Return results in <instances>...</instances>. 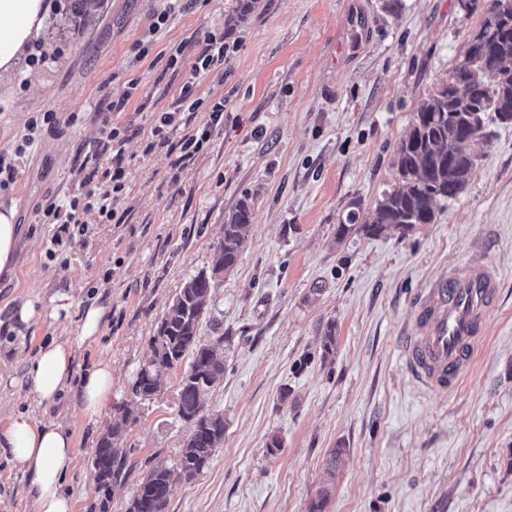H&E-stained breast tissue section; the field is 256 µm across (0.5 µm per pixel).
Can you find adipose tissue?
<instances>
[{"label": "adipose tissue", "instance_id": "obj_1", "mask_svg": "<svg viewBox=\"0 0 512 512\" xmlns=\"http://www.w3.org/2000/svg\"><path fill=\"white\" fill-rule=\"evenodd\" d=\"M51 10L52 0H0V78H11L19 71L34 41L42 36ZM20 233L15 206L0 203L2 280H12L16 274ZM105 314V306L89 304L79 319L76 339L47 343L30 366L11 378V386L24 390L40 407L58 403L65 394H76L83 416L98 421L112 400V362L101 358L86 368L77 351L98 339ZM0 451L26 479L33 512H74V500L62 483L77 454L66 425L36 420L27 410L13 413L0 425Z\"/></svg>", "mask_w": 512, "mask_h": 512}]
</instances>
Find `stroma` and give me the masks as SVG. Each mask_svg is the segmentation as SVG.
Returning <instances> with one entry per match:
<instances>
[{"label":"stroma","mask_w":512,"mask_h":512,"mask_svg":"<svg viewBox=\"0 0 512 512\" xmlns=\"http://www.w3.org/2000/svg\"><path fill=\"white\" fill-rule=\"evenodd\" d=\"M59 2L32 79L0 83V155L17 169L0 202L15 204L23 226L0 311L27 299L42 305L66 285L74 304L1 344L0 373L29 364L53 337L76 335L93 299L107 303L82 360L111 358V407L93 426L71 397L45 413L75 433L64 485L75 512L98 500L92 457L108 428H119L139 472L177 461L191 433L177 415L183 367L161 370L146 401L131 383L158 320L211 268L224 218L244 199L249 236L199 326L203 341L224 338V374L207 397L224 417V438L196 478L176 484L166 512H308L324 487L325 512H512V125L486 120L474 176L438 203L434 223L336 236L349 210L368 217L394 182L414 112L447 81L482 12L466 13L458 0H259L238 23L236 0H190L160 26L166 0ZM211 34L234 50L195 95L223 99L224 123L175 167L166 147L147 144L167 113L176 115L174 141L206 122V110L183 108L180 92ZM43 112L55 113V131L14 157ZM106 124L132 130L113 204L119 221L85 212L84 235L49 256L54 227L42 209L78 194L85 157L111 168V153L99 149ZM475 256L498 271V302L457 390L432 395L403 366L414 298ZM330 322L336 340L326 356ZM275 434L282 449L272 455Z\"/></svg>","instance_id":"1"}]
</instances>
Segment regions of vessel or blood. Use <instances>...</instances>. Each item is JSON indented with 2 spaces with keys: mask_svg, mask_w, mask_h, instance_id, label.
Segmentation results:
<instances>
[{
  "mask_svg": "<svg viewBox=\"0 0 512 512\" xmlns=\"http://www.w3.org/2000/svg\"><path fill=\"white\" fill-rule=\"evenodd\" d=\"M499 292L494 268L472 260L424 288L416 302V330L405 336L411 377L427 391L452 392L477 350Z\"/></svg>",
  "mask_w": 512,
  "mask_h": 512,
  "instance_id": "vessel-or-blood-1",
  "label": "vessel or blood"
}]
</instances>
